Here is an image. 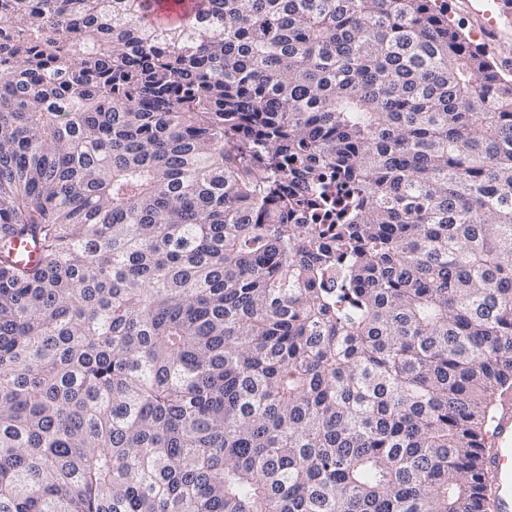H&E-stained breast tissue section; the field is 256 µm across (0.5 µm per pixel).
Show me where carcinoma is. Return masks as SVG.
Here are the masks:
<instances>
[{"instance_id":"obj_1","label":"carcinoma","mask_w":512,"mask_h":512,"mask_svg":"<svg viewBox=\"0 0 512 512\" xmlns=\"http://www.w3.org/2000/svg\"><path fill=\"white\" fill-rule=\"evenodd\" d=\"M148 2L0 0V512H483L512 80L435 0Z\"/></svg>"}]
</instances>
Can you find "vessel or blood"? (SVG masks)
<instances>
[{"label":"vessel or blood","mask_w":512,"mask_h":512,"mask_svg":"<svg viewBox=\"0 0 512 512\" xmlns=\"http://www.w3.org/2000/svg\"><path fill=\"white\" fill-rule=\"evenodd\" d=\"M488 436L490 445L482 459L488 486L486 512H512V391L501 395Z\"/></svg>","instance_id":"obj_1"}]
</instances>
